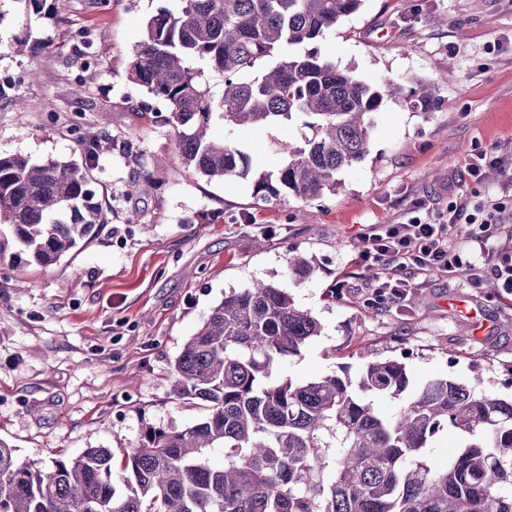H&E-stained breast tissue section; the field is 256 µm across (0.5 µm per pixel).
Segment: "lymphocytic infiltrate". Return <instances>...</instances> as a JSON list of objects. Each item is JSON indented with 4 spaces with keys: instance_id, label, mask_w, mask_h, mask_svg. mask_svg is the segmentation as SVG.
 Segmentation results:
<instances>
[{
    "instance_id": "obj_1",
    "label": "lymphocytic infiltrate",
    "mask_w": 512,
    "mask_h": 512,
    "mask_svg": "<svg viewBox=\"0 0 512 512\" xmlns=\"http://www.w3.org/2000/svg\"><path fill=\"white\" fill-rule=\"evenodd\" d=\"M462 223L467 226V242L463 245L454 239ZM492 236L489 220H477L466 204L454 203L448 208V221L444 224L415 218L400 224L371 225L356 262L362 266H386L387 277L377 289L382 301L397 302L412 292L414 284L407 276L412 266L466 277L474 287L489 276L512 295V247H490Z\"/></svg>"
}]
</instances>
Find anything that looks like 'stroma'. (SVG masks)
Segmentation results:
<instances>
[{
	"label": "stroma",
	"instance_id": "obj_1",
	"mask_svg": "<svg viewBox=\"0 0 512 512\" xmlns=\"http://www.w3.org/2000/svg\"><path fill=\"white\" fill-rule=\"evenodd\" d=\"M180 6L56 0L47 18L26 0H0V154L77 161L86 130L114 143L91 171L109 222L83 248L42 267L0 229V438L17 461L124 453L146 428L194 424L204 407L177 394L175 360L225 293L257 280L287 289L323 326L277 375L306 382L394 357L412 381L452 375L511 397L512 298L412 268V294L379 304L377 278L355 257L369 225L444 220L455 201L498 202L496 221L512 226V0H366L318 41L321 56L361 79L409 91L435 83L439 100L425 114L384 98L366 158L310 202L260 201L251 178L211 181L182 165L164 105L145 109L127 77L147 18ZM84 29L98 75L82 90ZM307 121L212 133L270 171L276 142L301 143ZM127 138L139 161L117 149ZM477 151L501 158L495 179L469 175ZM133 181L138 192L126 195ZM292 255L312 274L289 266Z\"/></svg>",
	"mask_w": 512,
	"mask_h": 512
}]
</instances>
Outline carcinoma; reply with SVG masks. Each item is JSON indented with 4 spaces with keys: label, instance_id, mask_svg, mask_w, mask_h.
Here are the masks:
<instances>
[{
    "label": "carcinoma",
    "instance_id": "1",
    "mask_svg": "<svg viewBox=\"0 0 512 512\" xmlns=\"http://www.w3.org/2000/svg\"><path fill=\"white\" fill-rule=\"evenodd\" d=\"M365 0H181L146 24L128 74L162 102L182 164L209 179L253 175L259 200L310 201L369 151L378 87L315 48ZM224 77L220 96L205 71ZM435 87L411 100L425 113ZM314 117L300 146H277L275 171L208 135L213 122L281 125ZM82 162L0 154V224L40 266L81 248L108 223L89 168L102 150L81 136ZM322 325L284 288L255 281L218 302L175 360L177 391L207 402L183 429L150 428L116 459L110 448L17 462L0 439V512H512V398L450 376L410 388L405 363L374 359L308 382L282 379ZM401 401L388 416L374 398ZM458 434L448 460L427 448ZM224 454V466L209 454Z\"/></svg>",
    "mask_w": 512,
    "mask_h": 512
}]
</instances>
